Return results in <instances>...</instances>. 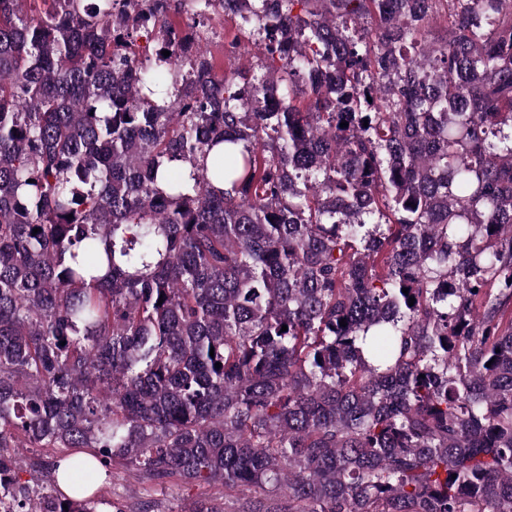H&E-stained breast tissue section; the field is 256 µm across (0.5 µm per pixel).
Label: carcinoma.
Listing matches in <instances>:
<instances>
[{
	"label": "carcinoma",
	"instance_id": "obj_1",
	"mask_svg": "<svg viewBox=\"0 0 512 512\" xmlns=\"http://www.w3.org/2000/svg\"><path fill=\"white\" fill-rule=\"evenodd\" d=\"M42 2L0 0L13 512H101L114 470L512 512V0H223L261 57L221 75L170 0Z\"/></svg>",
	"mask_w": 512,
	"mask_h": 512
}]
</instances>
